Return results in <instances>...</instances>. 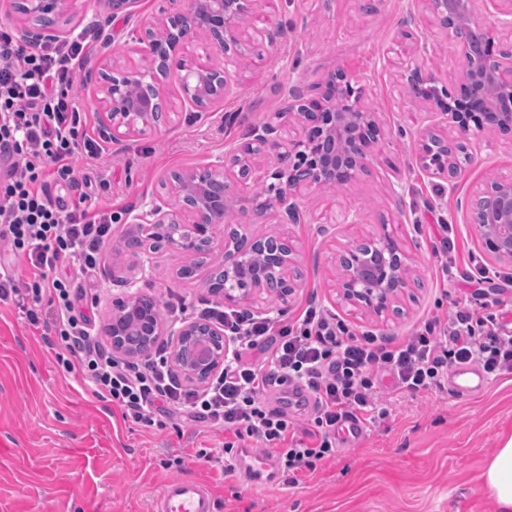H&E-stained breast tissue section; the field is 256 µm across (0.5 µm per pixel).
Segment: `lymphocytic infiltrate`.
<instances>
[{"label": "lymphocytic infiltrate", "mask_w": 512, "mask_h": 512, "mask_svg": "<svg viewBox=\"0 0 512 512\" xmlns=\"http://www.w3.org/2000/svg\"><path fill=\"white\" fill-rule=\"evenodd\" d=\"M89 39L32 47L0 25V302L21 311L52 336L64 370H80L95 393L123 417L153 424L180 418L229 433L225 455L256 442L280 470L295 474L336 452V427L368 413L388 416L378 377L392 375L411 393L442 390L449 370L476 365L493 377L512 372L508 308L477 313L469 302L432 316L407 338L362 334L316 301L281 324L217 306L204 320L222 325L232 350L203 388L185 387L166 357L120 360L97 341L83 310L87 296L68 270L96 272L112 235L113 215L61 192L80 183L78 154L94 158L97 144L80 132L74 80L89 56ZM23 270H16L15 261ZM314 399L309 427L267 396L288 387Z\"/></svg>", "instance_id": "1"}]
</instances>
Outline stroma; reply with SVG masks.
<instances>
[{
	"instance_id": "35a3bbf8",
	"label": "stroma",
	"mask_w": 512,
	"mask_h": 512,
	"mask_svg": "<svg viewBox=\"0 0 512 512\" xmlns=\"http://www.w3.org/2000/svg\"><path fill=\"white\" fill-rule=\"evenodd\" d=\"M363 0H259L243 26L246 35L227 67L234 92L205 112L182 107V69H172L163 85L170 115L145 132L113 144L96 104L100 62L111 53L119 64L137 62L132 54L142 29L173 11V0H137L131 16H108L101 0H72L62 24L66 34L103 26L84 68L74 82L87 135L102 153L79 160L81 172L107 178L108 192L96 201L117 221L106 243L92 293L95 333L110 348L106 326L114 297L139 292L173 309L172 319L196 318L214 305L203 276L180 277L191 256L163 246L130 248L126 233L135 215L148 211L172 173L214 163L225 150L248 142L250 130L272 121L285 106L284 92L298 86L306 98L323 90L329 74L364 75L363 103L376 112L385 138L376 145L367 172L345 188L312 189L301 206L311 220L292 224L288 233L301 271L287 306L261 298L257 307L289 322L309 299L360 331L406 336L438 310L450 313L469 287L461 280L474 263L512 275V263L495 259L484 247L471 209L477 188L493 178L512 177V129L476 133L470 159L450 179L428 178L418 160L426 129L440 118L406 94L401 67L420 65L437 88L460 93L461 49L420 0H377L373 12ZM419 40L401 39L408 16ZM285 35L269 42L267 30ZM274 154L255 155L252 171L232 205V222L246 223L257 235L280 230L273 214L253 212L250 194L268 189L266 173ZM359 221L346 224L345 213ZM447 232H439V225ZM328 234H321V227ZM392 231L406 253L412 288L400 301V315L386 319L362 310L350 313L330 292L337 249L358 235ZM455 265L444 281L442 259ZM385 420L365 423L363 434L338 443L334 456L314 470L246 480L239 472L212 467L224 434L203 425L172 420L145 425L123 418L99 398L79 370L65 371L42 329L17 309L0 305V512H152L164 484L177 478L200 480L213 492L217 512H498L483 482L496 448L512 435V374L490 379L479 394L462 399L450 391L411 393L384 378Z\"/></svg>"
}]
</instances>
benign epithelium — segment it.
Returning <instances> with one entry per match:
<instances>
[{"label": "benign epithelium", "mask_w": 512, "mask_h": 512, "mask_svg": "<svg viewBox=\"0 0 512 512\" xmlns=\"http://www.w3.org/2000/svg\"><path fill=\"white\" fill-rule=\"evenodd\" d=\"M68 2L17 0L16 9L39 22L37 27H17L18 38L33 46L60 38L63 30L52 26V18L64 14ZM180 2L182 7L147 28L145 37L138 39L151 64L150 78H145L136 64L117 66L108 55L102 59L104 83L97 104L114 142L159 121L164 108L163 80L172 67H184L180 52L190 38L202 34L215 53H228L243 40V20L253 13L257 0ZM424 2L425 9L451 30L473 22L478 0ZM484 40L491 44L488 52L462 41V92L451 104L433 87L432 75L418 66L405 73L410 95L451 122L457 131L455 143L465 150L473 131L512 126V44L505 47L487 32ZM364 81V77L354 80L337 71L326 80L319 99H308L298 88H290L285 93L286 111L276 113V121L256 127L253 142L202 169L173 174L166 195L154 202L148 219H135L134 231L161 238L195 257V265L182 270L184 277L194 276L217 254V231L226 223L233 199L229 176L236 172L247 178L251 156L261 150L280 160L293 156L297 162L270 173L282 184L277 203L257 194L252 201L259 210L277 207L280 224L301 223L304 214L299 199L305 191L346 187L373 159L372 149L382 130L361 102ZM182 87L184 104L203 109L224 97L228 81L223 70L205 63L187 69ZM284 117L300 126L293 139L279 135ZM420 153L423 170L430 178L445 175L454 162V155L448 154V141L431 132L422 136ZM478 194L481 209L473 220L482 241L495 258L512 262V179L492 180L479 188ZM405 263L406 257L390 232L363 235L340 251L339 269L329 287L351 309H368L382 317L410 288ZM294 280L293 251L285 234L250 238L232 227L224 234V256L209 269L205 288L228 308L244 305L263 291L286 306L294 292ZM164 335L171 337V360L189 379L202 382L224 363L222 327L205 320L168 324L154 311H138L133 296L112 302V351L135 358L142 346H151Z\"/></svg>", "instance_id": "benign-epithelium-1"}]
</instances>
